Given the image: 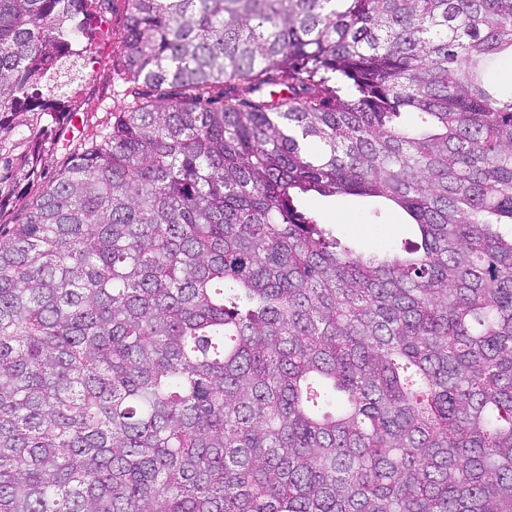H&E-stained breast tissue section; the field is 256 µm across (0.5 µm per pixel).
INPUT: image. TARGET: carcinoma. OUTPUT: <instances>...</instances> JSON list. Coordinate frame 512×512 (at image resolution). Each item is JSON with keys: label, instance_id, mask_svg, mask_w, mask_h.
Wrapping results in <instances>:
<instances>
[{"label": "carcinoma", "instance_id": "1", "mask_svg": "<svg viewBox=\"0 0 512 512\" xmlns=\"http://www.w3.org/2000/svg\"><path fill=\"white\" fill-rule=\"evenodd\" d=\"M97 2L0 0V162ZM125 2L112 130L0 235V512H512V0ZM324 224H331L336 237L356 250L379 252L392 242L416 240L415 227L399 209H391L374 198L331 197L313 200ZM381 207L383 224H370L371 211Z\"/></svg>", "mask_w": 512, "mask_h": 512}]
</instances>
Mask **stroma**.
Masks as SVG:
<instances>
[{
	"label": "stroma",
	"mask_w": 512,
	"mask_h": 512,
	"mask_svg": "<svg viewBox=\"0 0 512 512\" xmlns=\"http://www.w3.org/2000/svg\"><path fill=\"white\" fill-rule=\"evenodd\" d=\"M126 22L124 0H107L96 12L95 27L104 34L94 40L91 60L85 61L81 80L71 89V103L79 113L80 128L72 144L63 145L58 132L65 127V115H57L42 149V162L36 174L18 170L14 190L0 197V227L15 223L26 202L45 188L69 163L74 146L102 140L112 126L125 88L123 62L118 45ZM313 206L323 223L332 225L336 235L356 250L378 252L394 242L415 239L416 231L404 212L385 209L382 223L371 221V212L380 206L374 198H317Z\"/></svg>",
	"instance_id": "stroma-1"
}]
</instances>
